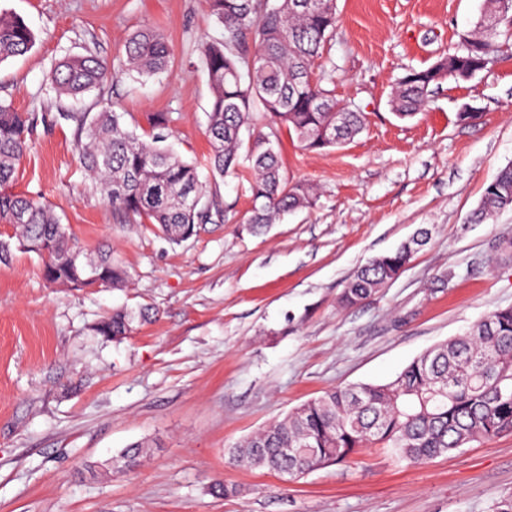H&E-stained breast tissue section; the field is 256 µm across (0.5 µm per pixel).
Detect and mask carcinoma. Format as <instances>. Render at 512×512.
<instances>
[{"instance_id":"obj_1","label":"carcinoma","mask_w":512,"mask_h":512,"mask_svg":"<svg viewBox=\"0 0 512 512\" xmlns=\"http://www.w3.org/2000/svg\"><path fill=\"white\" fill-rule=\"evenodd\" d=\"M222 28L219 39L201 43L210 89L207 158L220 176L248 163L253 202L249 230L261 233L282 215L310 207L307 183L286 177L274 142L285 127L308 151L334 148L353 138L364 117L338 99L314 76L316 61L336 28V0H206ZM498 21V35L488 26ZM36 39L19 18L0 12V64L28 53ZM512 50V0H485L475 29L451 54L423 70L408 71L397 83L391 106L401 119L427 110L437 76L467 79ZM171 51L157 29L144 28L126 41L125 57L112 65L92 54L68 57L52 70L57 95L77 99L110 76L168 71ZM75 127V149L93 187L130 224H154L179 244L201 227L224 219V208L209 198L198 166L167 144L168 112L147 116L148 128L128 129L124 113L106 104L95 114L63 112ZM31 119L0 101V223L14 229L0 240V262L12 248L37 254L44 277L75 288H121L126 273L112 253L91 258L72 242L50 207L12 186L28 148ZM249 131V138L242 131ZM512 209V165L486 186L472 221L483 223ZM417 238L370 260L347 283L340 304L353 307L394 280L411 262ZM146 312L120 309L104 317L96 331L107 340L129 335ZM512 433V307L499 308L468 333L450 338L416 357L382 384L333 387L291 410L230 448L228 463L266 468L292 480L350 462L366 448H388L419 464L473 442ZM145 445L134 443L103 465L115 475L138 466Z\"/></svg>"}]
</instances>
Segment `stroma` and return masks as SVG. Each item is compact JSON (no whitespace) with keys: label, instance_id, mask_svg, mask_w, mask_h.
<instances>
[{"label":"stroma","instance_id":"35a3bbf8","mask_svg":"<svg viewBox=\"0 0 512 512\" xmlns=\"http://www.w3.org/2000/svg\"><path fill=\"white\" fill-rule=\"evenodd\" d=\"M483 0H336V30L316 69L365 116L342 147L302 150L280 134L289 181L314 186L313 207L263 235L246 231L245 180L201 168L224 220L172 244L123 224L87 180L66 112L111 101L127 126L173 117L170 143L200 160L209 105L200 43L221 33L204 0H0L34 32L0 64V99L37 119L14 192L48 204L82 249L107 245L122 288L47 282L43 262L14 251L0 264V512H493L512 494V434L422 464L368 448L350 463L287 482L228 464L237 442L323 391L386 382L411 360L512 306V210L470 223L486 185L512 165V54L467 80H445L428 111L391 106L407 71L435 64L478 20ZM150 27L168 39L167 73L120 75L79 100L57 98L50 70L68 56L118 61ZM480 117L463 121L465 107ZM429 242L361 304L339 297L369 259L421 227ZM120 308L149 309L119 341L95 332ZM138 441L134 472L95 464ZM224 480L240 496L213 494Z\"/></svg>","mask_w":512,"mask_h":512}]
</instances>
